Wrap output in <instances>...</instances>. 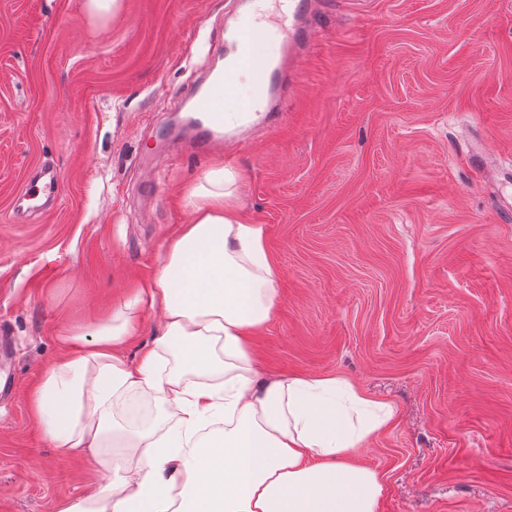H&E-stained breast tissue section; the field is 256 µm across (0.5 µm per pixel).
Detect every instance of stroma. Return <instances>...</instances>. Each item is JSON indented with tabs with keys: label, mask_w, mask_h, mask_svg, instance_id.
Wrapping results in <instances>:
<instances>
[{
	"label": "stroma",
	"mask_w": 512,
	"mask_h": 512,
	"mask_svg": "<svg viewBox=\"0 0 512 512\" xmlns=\"http://www.w3.org/2000/svg\"><path fill=\"white\" fill-rule=\"evenodd\" d=\"M252 0H0V512H56L99 479L31 397L60 328L90 332L150 278L224 164L264 225L280 303L265 377L336 375L391 405L360 448L378 512H512V0H327L284 120L209 160L173 106ZM63 194L14 218L29 173Z\"/></svg>",
	"instance_id": "1"
}]
</instances>
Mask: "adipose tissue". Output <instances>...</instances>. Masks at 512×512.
Segmentation results:
<instances>
[{"label": "adipose tissue", "mask_w": 512, "mask_h": 512, "mask_svg": "<svg viewBox=\"0 0 512 512\" xmlns=\"http://www.w3.org/2000/svg\"><path fill=\"white\" fill-rule=\"evenodd\" d=\"M184 202L190 221L153 277L91 338L62 329L63 357L34 393L43 435L62 453L110 442L136 460L102 461L96 489L59 512H378L383 479L355 455L390 409L334 375L259 376L249 338L280 298L265 227L243 220L226 167L190 184ZM147 309L161 310L162 334L132 363L122 347ZM128 394L157 399L165 430L117 429L114 406Z\"/></svg>", "instance_id": "adipose-tissue-1"}]
</instances>
